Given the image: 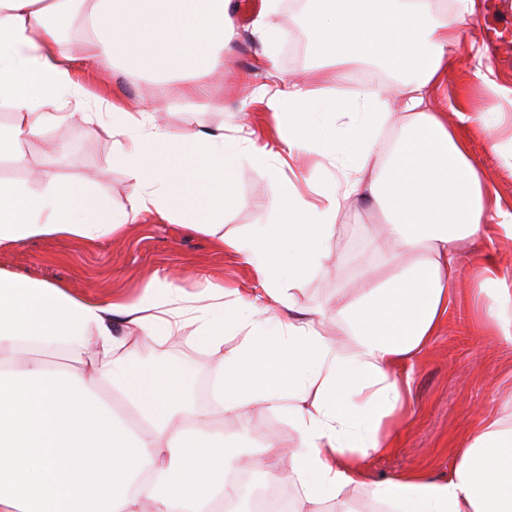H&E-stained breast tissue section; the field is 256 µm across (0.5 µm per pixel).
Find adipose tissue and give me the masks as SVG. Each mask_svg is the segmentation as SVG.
<instances>
[{"label": "adipose tissue", "instance_id": "adipose-tissue-1", "mask_svg": "<svg viewBox=\"0 0 512 512\" xmlns=\"http://www.w3.org/2000/svg\"><path fill=\"white\" fill-rule=\"evenodd\" d=\"M232 0H0V158L23 165L20 145L64 120L107 123L112 162L133 182L129 210L106 194L43 173L44 187L0 180V247L44 236H123L143 215L215 232L240 208L243 161L280 178L308 156L331 170L322 183L286 182L279 218L222 235L249 265L259 292L206 284L186 297L174 281L151 283L131 302L79 298L66 288L0 271V512H210L232 498L226 484L203 499L185 480L188 438L213 434V418L283 414L298 447L280 446L258 463L270 478L287 471L309 512L344 506L361 485L369 454L395 449L408 381L394 377L438 332L455 293L460 241L501 229L512 212L492 201L469 139L434 105L456 65L463 26L476 0H306L303 24L316 69L363 64L395 80L405 112L393 145L385 87L350 97L275 77L263 93L272 114L288 112L286 136L261 146L243 126L233 134L202 129L172 140L142 102L90 97L59 55L60 31L82 11L90 31L83 62L123 63L128 74L186 76L201 93L237 37ZM371 202L401 253L389 267L367 268L364 286L336 307L354 340L341 352L326 315L299 310L293 291L322 267L342 208ZM128 335L115 336L113 319ZM200 345L221 353L210 402L189 399L191 373L143 356V339L166 338L187 321ZM240 335L222 353L224 336ZM92 369L94 379L51 364L52 356ZM141 358V366L129 358ZM365 512H512V427L490 419L472 429L444 481L420 471L371 483Z\"/></svg>", "mask_w": 512, "mask_h": 512}]
</instances>
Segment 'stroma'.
<instances>
[{
  "label": "stroma",
  "instance_id": "obj_1",
  "mask_svg": "<svg viewBox=\"0 0 512 512\" xmlns=\"http://www.w3.org/2000/svg\"><path fill=\"white\" fill-rule=\"evenodd\" d=\"M238 38L224 50V70L216 74L207 99L188 105L179 95L183 82L153 73L126 75L105 69L76 68L74 77L90 95L104 99L139 97L146 109L157 108L170 136L187 138L202 127L218 129L242 124L254 131L262 144H277L286 130L283 118L267 112L260 87L270 70L287 80L303 74L311 64L308 34L302 22L304 0L280 6L268 23L281 39L275 58H268L263 42L253 33L261 0H233ZM481 8L458 49L453 74L437 92L452 110L448 121L462 126L492 198L512 211V106L501 104L487 80L512 88V0H479ZM382 68L361 66L343 73L326 72L323 87L344 95L391 84ZM500 140V151L487 147V133ZM113 138L96 125L67 121L49 126L23 143L29 161L21 167L0 161V179L26 184L40 191V171L46 170L75 182L93 179L97 189L112 198V208L129 209L133 182L112 163ZM237 191L245 204L225 223L223 230L238 234L252 224L276 220L279 183L264 171L246 167ZM342 229L332 239L333 263L312 273L294 291L295 308L318 307L331 311L341 292L358 293L366 267L381 264L385 256L375 250L384 244L382 214L362 203L344 210ZM458 290L448 317L437 336L405 367L411 378V403L397 448L368 459L370 480L425 469L447 477L455 450L464 436L485 419H500L512 427V343L504 341L481 314L480 306L493 291L486 284L482 261L491 258L512 279V238L503 231L479 235L461 247ZM0 270L47 283H61L80 297L133 300L158 278L176 279L193 293L211 282L246 292L254 274L239 255L225 249L218 236L185 224H161L151 216L129 225L119 240L101 236L93 240L41 237L0 248ZM164 362L194 370L197 382L209 379L220 360L196 340L194 326L157 345ZM233 445L253 459H262L269 443L298 445L299 436L276 413H258L246 419L227 417L211 422Z\"/></svg>",
  "mask_w": 512,
  "mask_h": 512
}]
</instances>
